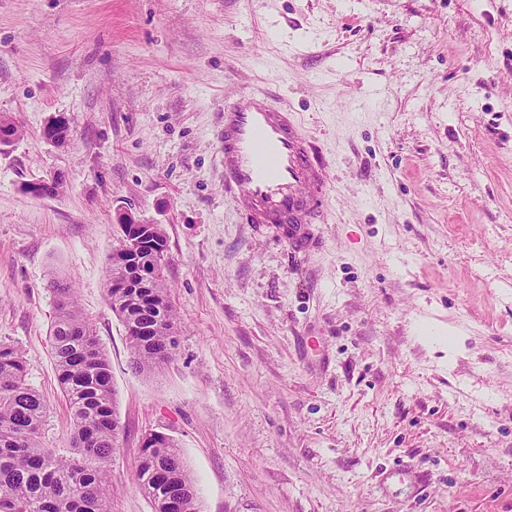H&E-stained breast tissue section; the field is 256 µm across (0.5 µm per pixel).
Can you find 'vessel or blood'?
I'll return each instance as SVG.
<instances>
[{
    "mask_svg": "<svg viewBox=\"0 0 512 512\" xmlns=\"http://www.w3.org/2000/svg\"><path fill=\"white\" fill-rule=\"evenodd\" d=\"M219 136L224 144V187L250 224H283L288 240L308 238L322 205L329 166L317 158L313 142L269 93L258 91L225 104ZM394 490L408 480L425 487L428 476L392 468Z\"/></svg>",
    "mask_w": 512,
    "mask_h": 512,
    "instance_id": "1",
    "label": "vessel or blood"
}]
</instances>
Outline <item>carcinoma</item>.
<instances>
[{
  "mask_svg": "<svg viewBox=\"0 0 512 512\" xmlns=\"http://www.w3.org/2000/svg\"><path fill=\"white\" fill-rule=\"evenodd\" d=\"M122 231L145 236L147 245L131 256L112 249L106 295L128 329L136 369L150 372L177 346L164 263L155 260L166 251V238L157 224H124ZM136 269L148 271V287L124 286ZM55 292L51 350L71 410L74 455L63 458L44 446L47 407L27 383V359L18 347L0 342V512H112L105 463L118 447L119 425L110 361L72 290L60 284ZM154 437L141 448L137 483L153 512H171L174 504L190 501L194 480L177 443L163 433Z\"/></svg>",
  "mask_w": 512,
  "mask_h": 512,
  "instance_id": "obj_1",
  "label": "carcinoma"
}]
</instances>
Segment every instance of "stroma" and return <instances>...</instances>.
Instances as JSON below:
<instances>
[{
  "label": "stroma",
  "instance_id": "1",
  "mask_svg": "<svg viewBox=\"0 0 512 512\" xmlns=\"http://www.w3.org/2000/svg\"><path fill=\"white\" fill-rule=\"evenodd\" d=\"M268 89L330 169L295 249L224 194V104ZM1 114L0 341L71 455L49 329L73 289L112 367V512H153L154 432L202 512H512V0H0ZM128 213L167 240L152 374L106 298ZM400 461L424 491L386 493Z\"/></svg>",
  "mask_w": 512,
  "mask_h": 512
}]
</instances>
